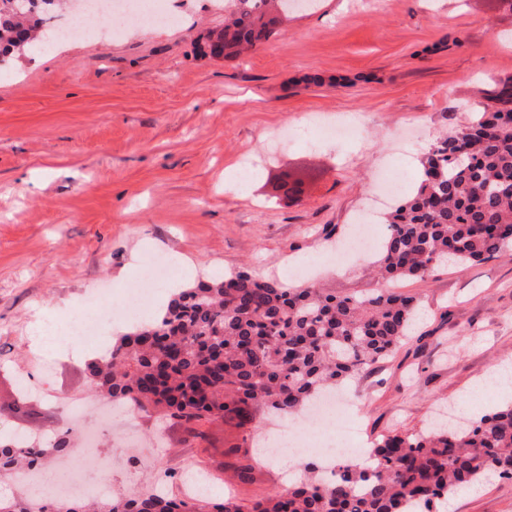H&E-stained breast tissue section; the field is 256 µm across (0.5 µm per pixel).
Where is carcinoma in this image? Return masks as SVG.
<instances>
[{
    "instance_id": "1",
    "label": "carcinoma",
    "mask_w": 512,
    "mask_h": 512,
    "mask_svg": "<svg viewBox=\"0 0 512 512\" xmlns=\"http://www.w3.org/2000/svg\"><path fill=\"white\" fill-rule=\"evenodd\" d=\"M295 0H224V25L210 30L211 55L238 58L274 34ZM0 0V66L44 45L61 0ZM414 192L386 214L372 262L388 284L425 280L447 266L468 267L512 247V100L493 95L462 126L429 146ZM418 296L380 288L338 297L316 282L294 286L247 271L209 276L173 294L156 316L120 336L85 366L89 391L174 424L248 422L251 408L299 412L386 359L409 336ZM19 446L0 436V481H14L70 450L72 430ZM361 466L344 460L326 480L306 468L295 484L242 503L127 491L71 500L64 512H439L461 488L490 476L512 478V406L454 430L390 432ZM0 512H45L24 493L0 496Z\"/></svg>"
}]
</instances>
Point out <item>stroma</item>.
I'll list each match as a JSON object with an SVG mask.
<instances>
[{"mask_svg":"<svg viewBox=\"0 0 512 512\" xmlns=\"http://www.w3.org/2000/svg\"><path fill=\"white\" fill-rule=\"evenodd\" d=\"M180 11L175 24L133 22L119 38L75 33L0 72V433L28 426L43 435L45 413L68 424L69 404L90 398L84 364L99 346L43 352L31 340L36 321L91 299L107 308L149 281L156 258L178 271L192 263L187 286L243 267L296 282L297 258L314 252L324 287L376 291L369 257L334 255L376 178L400 170L410 195L428 145L466 123L490 87L512 86L507 0H319L226 62L195 51L223 12L208 0H181ZM339 112L370 121L354 146L288 138L244 177L241 193L225 191L241 156ZM288 173L303 178L300 196L277 191ZM400 289L422 303L411 335L337 391L359 418L318 428L363 453L383 433H415L459 410L477 381L512 360V260L444 269ZM23 387L31 396L17 413ZM281 423L259 410L246 425L203 424L195 440L143 414L108 426L90 416L85 426L102 439L79 479L99 486L101 463L118 454L123 434L154 464L114 465L112 487L159 483L180 496L192 471L223 479L215 495L253 500L297 478L293 465L259 453L264 431ZM444 510L512 512V479L458 492Z\"/></svg>","mask_w":512,"mask_h":512,"instance_id":"35a3bbf8","label":"stroma"}]
</instances>
